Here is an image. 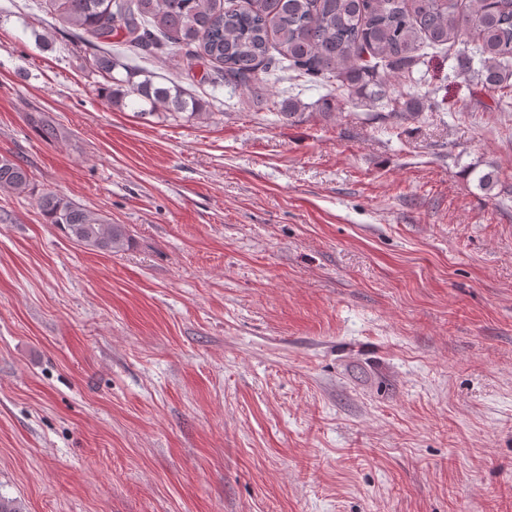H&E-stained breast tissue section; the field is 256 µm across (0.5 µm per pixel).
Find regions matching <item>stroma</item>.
I'll use <instances>...</instances> for the list:
<instances>
[{
	"label": "stroma",
	"instance_id": "1",
	"mask_svg": "<svg viewBox=\"0 0 512 512\" xmlns=\"http://www.w3.org/2000/svg\"><path fill=\"white\" fill-rule=\"evenodd\" d=\"M87 34L0 0V496L20 512H512V107L428 53L438 109L110 105ZM300 113L286 119L289 99ZM494 171L491 192L477 186ZM64 195L131 242L91 251ZM0 186L7 187L19 195L32 190L28 169L9 156H0ZM37 205L49 224H54L66 238L89 250L118 253L129 247L125 225L109 224L63 195L42 194Z\"/></svg>",
	"mask_w": 512,
	"mask_h": 512
}]
</instances>
